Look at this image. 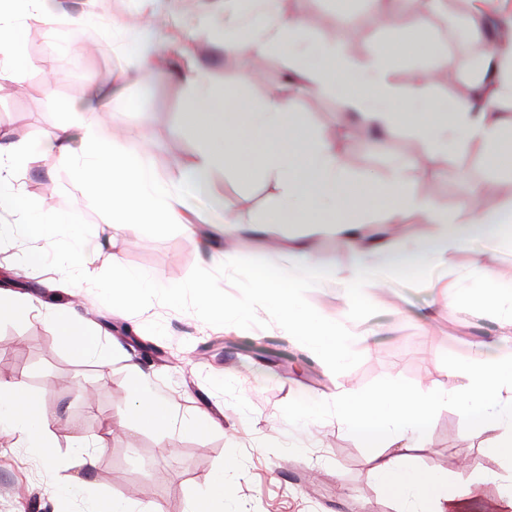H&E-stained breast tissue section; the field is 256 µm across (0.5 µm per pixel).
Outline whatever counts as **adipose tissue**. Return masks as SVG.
<instances>
[{
    "instance_id": "1",
    "label": "adipose tissue",
    "mask_w": 512,
    "mask_h": 512,
    "mask_svg": "<svg viewBox=\"0 0 512 512\" xmlns=\"http://www.w3.org/2000/svg\"><path fill=\"white\" fill-rule=\"evenodd\" d=\"M276 2L249 0L250 11L240 24L248 37L232 40L229 51L249 57L273 46H298V53L289 59L295 79L335 93L344 108L355 113L359 127L407 126L434 150L447 149L451 144L463 150L470 143L478 142L485 147L494 166L512 172V116L494 110L495 101L511 92L512 84L503 80L494 86L489 83L495 72L512 63V27L502 32V45L489 52L481 77L472 80L469 99L446 110L429 107L418 92L406 109L399 111L392 107L394 90L381 57H373L364 67L352 71L340 63L335 49L319 44L298 45L297 21L284 19L276 27H265L264 22L274 13ZM0 56L10 62L9 67H0V86L18 82L26 69L34 66L49 72L54 69L51 59L34 60L26 56L22 25L11 16L8 0H0ZM184 80L194 94L186 121L201 144L199 153L186 168L188 180L204 188L216 168L244 156L258 157L266 177L281 190L282 214L299 215L303 223L317 231L332 228L342 245L369 247L379 264L404 265L413 262L416 255L380 241L364 244L351 221L355 212L380 205L387 210L393 224L401 223L404 212L410 210L431 223L446 226V234L423 245L443 265L449 263L466 241L494 237L506 220H512V206H507L496 212L478 211L471 220L460 223L447 213L433 209L428 199L405 196L393 183L375 196L350 194L336 155L335 136L306 138L291 120L281 98L270 96L260 108L250 112L245 124L221 122L212 110V93L205 72L188 67ZM94 109V104L89 102L73 110L76 122L85 126L81 156H74L68 144L69 129L65 126L46 133L38 149L17 144L7 154H0V208L19 215L29 211L30 203L22 189L13 184V174L51 154L60 163L71 166L82 185L93 183L100 170H107L112 183L107 203L122 232H136L143 217L153 218L160 224L182 223L177 200L162 183L148 176L143 152L115 146L100 135L94 124L86 122V113ZM43 322L78 354L108 362L109 355L97 336L82 325L69 307L48 308ZM467 374L472 400L462 406V413L478 418L482 427L499 430L500 438L492 452L512 461V350L494 341L483 343L481 361L471 366ZM132 385L133 414L146 426L167 428L172 422L170 401L153 391L150 380L140 369H133ZM427 416V404L411 406L402 394L385 391L343 403L340 420L365 438L381 435L394 444L419 429ZM49 425L39 393L18 382L0 383V428L8 430L20 447L45 463L55 458V448L48 436ZM373 471L391 494L408 492L419 503L435 500L436 512H472L474 508L470 492L440 494L437 481L410 470L404 456L387 454Z\"/></svg>"
}]
</instances>
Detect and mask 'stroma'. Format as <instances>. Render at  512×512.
<instances>
[{
  "label": "stroma",
  "mask_w": 512,
  "mask_h": 512,
  "mask_svg": "<svg viewBox=\"0 0 512 512\" xmlns=\"http://www.w3.org/2000/svg\"><path fill=\"white\" fill-rule=\"evenodd\" d=\"M375 9L373 0H281L282 15L302 22L304 42L333 39L349 67L390 53L398 101H405L422 74L428 78L426 96L435 106L469 95L467 58L474 46L442 26L441 10L427 15L405 0H386L388 23L365 24ZM133 12L150 20L157 45L175 43L170 65L185 59L203 65L215 107L231 119L244 120L267 98L268 83L278 81L294 119L309 135L319 137L349 122L336 96L288 81L286 53L255 57L247 79H240L238 58L224 49L228 20L242 15L238 0H112L109 17L116 26L99 29L98 41L116 47V54L109 58L83 43L76 51L85 80L48 83L33 69L25 76V92L1 91L0 145L34 148L45 133L66 125L72 149H79L84 131L70 126L67 107L85 102L104 71H112V98L105 108L110 119L103 122L102 134L129 150L148 141L147 167L168 184L180 208L194 215V224L144 220L138 237L145 245L138 249L135 239L115 232L97 192L79 185L72 169L55 157L17 171L15 183L48 211L71 208L91 224L88 244L96 252L97 270H105L108 255L115 253L124 266L143 270L163 285L183 281L195 266L212 269L243 254L286 268L295 242L305 241L312 266L335 270L306 298L322 316L346 324L362 361L336 375L275 325L250 331L211 326L193 313L158 303L129 314L103 304L88 285L66 284L56 270L21 264L28 241L0 245L1 290L36 305L47 302L50 292L60 293L112 353L108 365L76 356L33 316L0 321V339L21 337L28 353L22 364L13 365L0 349V382L21 381L43 393L54 418L50 432L56 446V458L48 465L0 431V512H88L91 500L68 501L58 494L73 479L88 484L91 499L125 496L133 480L138 499L158 512H186L189 500L219 472L232 484L224 512H408V499L389 496L370 472L384 442L367 441L339 422L341 399L385 389L433 401L425 429L411 444L409 465L451 489L482 481L475 512H492L487 501L497 483L512 481V464L489 451L496 431L476 432L458 403L465 395V369L480 343L495 339L512 345V319L486 315L481 301L469 298L485 286L474 265L512 281V227L464 245L446 268L424 258L400 269H377L362 300L350 302L342 275L356 255L338 249L332 231L315 233L293 220L274 224L278 190L264 178L258 160L245 157L216 171L203 193L184 179L199 149L185 123L191 91L174 77H131L134 35L122 23ZM416 26L435 34L437 50H402L405 29ZM369 139L362 145L348 137L337 147L343 174L356 192L373 195L381 184L396 181L408 195L429 196L437 209L460 222L471 217L472 189H479L482 209L497 211L512 203V175L500 172L480 144L428 153L427 165L416 167L402 149L416 141L407 128L373 130ZM215 197L233 203L232 217L213 207ZM456 295L468 296V304H449ZM132 362L171 401L176 418L206 410L216 428L201 437H184L174 425L164 432L142 426L131 413ZM69 379L98 386L101 399L84 403L63 388ZM112 418L124 424L104 435L103 426ZM100 435L103 448L92 462H83L77 445ZM462 457L467 467H457Z\"/></svg>",
  "instance_id": "obj_1"
}]
</instances>
